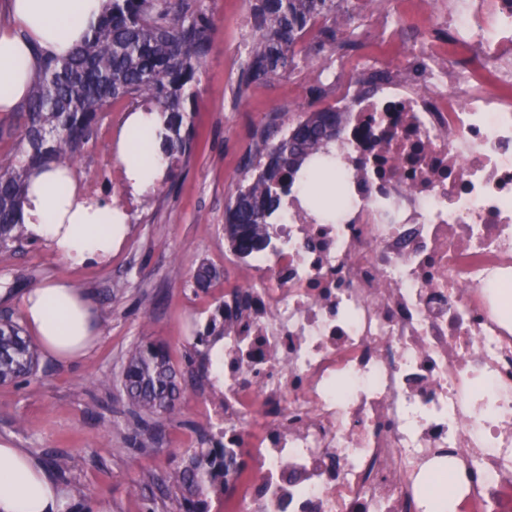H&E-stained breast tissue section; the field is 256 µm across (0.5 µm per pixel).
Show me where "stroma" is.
<instances>
[{
	"mask_svg": "<svg viewBox=\"0 0 512 512\" xmlns=\"http://www.w3.org/2000/svg\"><path fill=\"white\" fill-rule=\"evenodd\" d=\"M210 8L213 51L190 114L195 149L175 183L138 199L128 215L127 236L111 260L74 266L40 244L0 251V289L8 295L0 313H20L26 275H34L39 286L66 276L91 293L99 320L107 324L81 361L64 364L43 355L27 383L0 385V438L27 449L47 467L56 458H68L71 469L64 482L79 501L108 497L116 512L150 507L178 512V503L162 496L155 478L175 465L184 448L197 445L207 426L199 407L203 390L195 386L187 358L193 352L192 335L224 296L219 287L195 292L191 277L206 261L222 269L226 280L236 278L224 266L225 206L243 178L242 157L252 127L276 113L288 124L295 110L330 104L325 86L336 74L339 55L382 53L376 28L396 21L380 9L351 19L335 43L308 37L294 71L273 84H252L241 96L237 85L251 35L245 25L248 5L246 0H210ZM128 112L124 102L105 108L74 167L77 178L100 181L106 198L124 192L122 180L106 183L102 176L117 167L109 141ZM145 336L168 346L186 391L178 417H148L144 451L121 456L117 450L134 431L136 419L119 378L127 350ZM103 378L110 379V386H100Z\"/></svg>",
	"mask_w": 512,
	"mask_h": 512,
	"instance_id": "obj_1",
	"label": "stroma"
}]
</instances>
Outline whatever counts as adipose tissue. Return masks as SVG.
Segmentation results:
<instances>
[{
  "mask_svg": "<svg viewBox=\"0 0 512 512\" xmlns=\"http://www.w3.org/2000/svg\"><path fill=\"white\" fill-rule=\"evenodd\" d=\"M106 0H11L0 24V114L26 100L47 58L67 56L93 29ZM164 118L138 110L125 120L117 159L132 196L156 190L166 174L159 152ZM28 233L74 265L104 262L124 234V216L112 206L89 204L70 170L34 173L21 213ZM24 321L44 353L68 364L81 360L95 341V302L65 277L26 292ZM75 493L28 451L0 439V512H66Z\"/></svg>",
  "mask_w": 512,
  "mask_h": 512,
  "instance_id": "ef3b65f1",
  "label": "adipose tissue"
}]
</instances>
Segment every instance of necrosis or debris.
I'll use <instances>...</instances> for the list:
<instances>
[{"mask_svg": "<svg viewBox=\"0 0 512 512\" xmlns=\"http://www.w3.org/2000/svg\"><path fill=\"white\" fill-rule=\"evenodd\" d=\"M389 6L415 54L333 92L336 215L294 177L261 251L224 244V352L202 403L245 460L210 512H512V0Z\"/></svg>", "mask_w": 512, "mask_h": 512, "instance_id": "obj_1", "label": "necrosis or debris"}]
</instances>
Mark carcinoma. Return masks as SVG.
<instances>
[{
    "label": "carcinoma",
    "mask_w": 512,
    "mask_h": 512,
    "mask_svg": "<svg viewBox=\"0 0 512 512\" xmlns=\"http://www.w3.org/2000/svg\"><path fill=\"white\" fill-rule=\"evenodd\" d=\"M255 32L247 45L239 91L254 82L274 83L296 67L295 46L318 16L336 20V0H246ZM214 24L206 0H107L97 27L68 56L44 61L22 111L11 126L18 131L13 152L0 157V249L30 245L33 240L20 213L30 172L54 164L70 167L90 141L104 107L125 100L131 110L167 114L168 134L162 143L167 178L192 150L188 112L194 104L199 74L212 54ZM279 115L254 129L244 168L256 178L239 184L225 213V234L236 250L249 255L264 246V225L278 213L288 178L303 162L325 153L336 131L327 107L296 115L289 134L277 136ZM221 278L211 264L194 270L192 286L207 292ZM224 335V305H219L204 331L195 336V353L208 374L210 337ZM38 365V349L13 316H0V384H20ZM120 382L139 417L129 447L144 450L139 440L142 415L174 417L179 412L177 371L167 349L139 341L128 351ZM199 447L184 451L179 463L159 482L179 497L183 512H208L206 496L224 477V449Z\"/></svg>",
    "instance_id": "obj_1"
}]
</instances>
